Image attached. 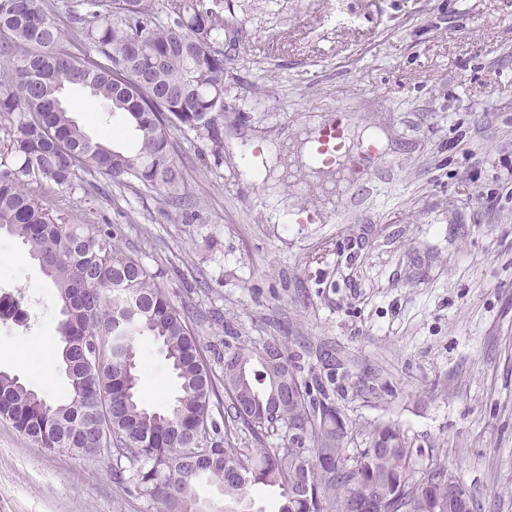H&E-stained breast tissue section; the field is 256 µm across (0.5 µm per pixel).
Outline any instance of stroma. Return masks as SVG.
I'll return each mask as SVG.
<instances>
[{
    "label": "stroma",
    "instance_id": "stroma-1",
    "mask_svg": "<svg viewBox=\"0 0 512 512\" xmlns=\"http://www.w3.org/2000/svg\"><path fill=\"white\" fill-rule=\"evenodd\" d=\"M218 137L178 130L184 204L139 183L39 187L72 217L120 225L220 371L227 348L281 342L362 427L399 425L423 464L452 470L477 512H512V0H224ZM349 113L346 143L382 133L355 200L311 224H271L262 201L317 203L316 181L247 180L256 144L290 157L301 120ZM43 296L37 341L0 327V371L58 401L67 382L51 282L16 239L0 258ZM146 405L177 394L137 341ZM112 463L37 447L0 420V512H161Z\"/></svg>",
    "mask_w": 512,
    "mask_h": 512
}]
</instances>
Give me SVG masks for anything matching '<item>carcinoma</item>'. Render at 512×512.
Segmentation results:
<instances>
[{
  "mask_svg": "<svg viewBox=\"0 0 512 512\" xmlns=\"http://www.w3.org/2000/svg\"><path fill=\"white\" fill-rule=\"evenodd\" d=\"M223 0H0V232L20 240L59 301L62 358L73 359L61 402L0 372V419L41 448L88 455L105 448L112 477L164 505L200 512L193 489L216 481L224 512H250L255 486L275 488L277 512H476L448 499L460 479L424 466L396 426L377 424L369 445L324 388L300 377L276 341L237 347L217 374L159 274L117 243V228L73 224L32 184L60 192L81 174L129 179L179 202L171 136L215 129L224 112ZM81 92L124 123L133 146L92 138L73 117ZM160 346L179 391L145 405L135 338ZM224 390V427L210 418ZM301 431L288 439V427Z\"/></svg>",
  "mask_w": 512,
  "mask_h": 512,
  "instance_id": "1",
  "label": "carcinoma"
}]
</instances>
